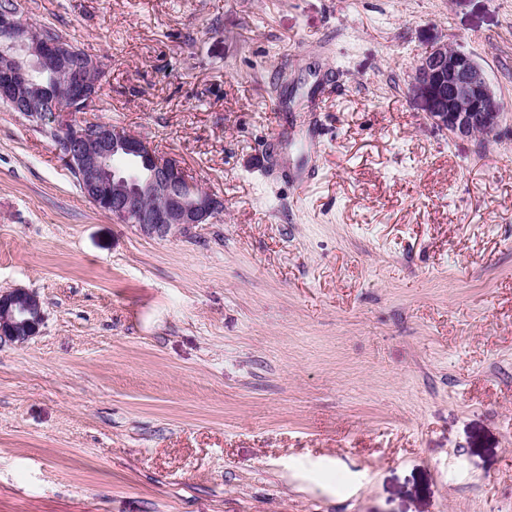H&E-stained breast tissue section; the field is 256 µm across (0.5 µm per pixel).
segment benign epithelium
<instances>
[{"label":"benign epithelium","mask_w":512,"mask_h":512,"mask_svg":"<svg viewBox=\"0 0 512 512\" xmlns=\"http://www.w3.org/2000/svg\"><path fill=\"white\" fill-rule=\"evenodd\" d=\"M101 70V63L70 39H50L20 12L0 10V102L40 127L54 118L56 151L95 208L117 224L160 236L216 218L223 200L191 182L176 157L118 125L66 119L92 110ZM409 94L433 124L456 136L492 135L504 118L482 65L445 44L420 58ZM42 324L35 293L20 288L0 293V340L24 343Z\"/></svg>","instance_id":"obj_1"}]
</instances>
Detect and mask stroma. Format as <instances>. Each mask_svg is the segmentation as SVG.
Returning a JSON list of instances; mask_svg holds the SVG:
<instances>
[{
	"instance_id": "stroma-1",
	"label": "stroma",
	"mask_w": 512,
	"mask_h": 512,
	"mask_svg": "<svg viewBox=\"0 0 512 512\" xmlns=\"http://www.w3.org/2000/svg\"><path fill=\"white\" fill-rule=\"evenodd\" d=\"M20 2L224 211L113 223L0 104V512H512V0ZM439 44L496 134L411 99ZM409 94L433 124L456 136L492 135L504 118L482 65L445 44L431 47L420 58ZM43 324L38 296L25 289L0 293V340L24 343L36 336Z\"/></svg>"
}]
</instances>
